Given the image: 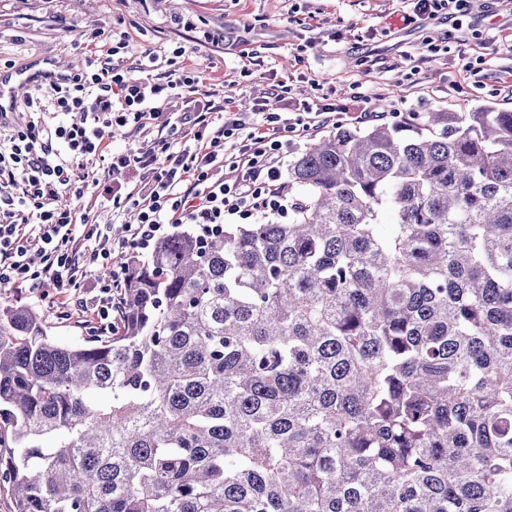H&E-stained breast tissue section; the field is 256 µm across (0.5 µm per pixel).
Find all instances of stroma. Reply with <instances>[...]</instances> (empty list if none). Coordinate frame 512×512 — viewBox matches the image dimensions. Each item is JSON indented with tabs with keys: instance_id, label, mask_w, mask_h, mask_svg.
Here are the masks:
<instances>
[{
	"instance_id": "obj_1",
	"label": "stroma",
	"mask_w": 512,
	"mask_h": 512,
	"mask_svg": "<svg viewBox=\"0 0 512 512\" xmlns=\"http://www.w3.org/2000/svg\"><path fill=\"white\" fill-rule=\"evenodd\" d=\"M415 0H0V68L27 67L37 58L83 60L115 32L128 46L113 58L138 77L149 51L197 75L194 90L165 103L164 117L146 132H116L109 151L150 147L179 137L168 115L205 105L251 115L256 105L291 118L306 104L330 105L331 117L297 141L298 149L336 126L355 125L362 112L380 121H408L415 112L512 110V0H472L466 15L405 23ZM188 29L173 26L176 18ZM436 44L438 52L427 49ZM481 58L478 72L464 59ZM77 223L137 221L130 206L105 203L96 193L70 200ZM101 266H90L84 286L29 292L13 284L0 305L37 310L50 335L72 343L87 333L80 299L100 292Z\"/></svg>"
}]
</instances>
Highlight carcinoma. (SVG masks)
Returning <instances> with one entry per match:
<instances>
[{
    "label": "carcinoma",
    "mask_w": 512,
    "mask_h": 512,
    "mask_svg": "<svg viewBox=\"0 0 512 512\" xmlns=\"http://www.w3.org/2000/svg\"><path fill=\"white\" fill-rule=\"evenodd\" d=\"M288 198L129 255L110 332L0 310L14 512H512V111L340 125Z\"/></svg>",
    "instance_id": "1"
}]
</instances>
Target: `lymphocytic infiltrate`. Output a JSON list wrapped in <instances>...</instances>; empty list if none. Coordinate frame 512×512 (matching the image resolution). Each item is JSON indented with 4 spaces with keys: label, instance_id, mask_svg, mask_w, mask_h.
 I'll use <instances>...</instances> for the list:
<instances>
[{
    "label": "lymphocytic infiltrate",
    "instance_id": "obj_1",
    "mask_svg": "<svg viewBox=\"0 0 512 512\" xmlns=\"http://www.w3.org/2000/svg\"><path fill=\"white\" fill-rule=\"evenodd\" d=\"M125 46L120 40L107 48L105 57H87L67 85L55 87L51 102L27 96L29 120L0 138V283H18L32 292L48 284L80 287L86 269L79 254L87 252L90 263L112 269L100 295L85 305L104 329L114 322L125 282L124 266L111 263L114 251L140 253L176 224H192L204 235L217 236L224 232L225 216L287 212L281 168L293 154L296 138L325 120L319 107L305 108L292 120L268 113L252 123L219 121L207 111L186 112L179 118L184 127L179 139L159 140L149 150H128L97 168L116 130L147 131L161 104L196 82L187 74L164 83L148 79L159 62L151 52L143 55L141 78L125 77L110 62ZM49 111L56 121H46ZM72 112L81 113L80 122H66ZM221 163L232 168L234 178L219 175ZM131 168L150 171L151 177L129 191L117 177ZM91 189L137 211V223L126 225L122 239L112 240L106 224H75L72 210L58 203L61 195L79 199ZM35 251L42 258L38 267L31 259Z\"/></svg>",
    "mask_w": 512,
    "mask_h": 512
}]
</instances>
